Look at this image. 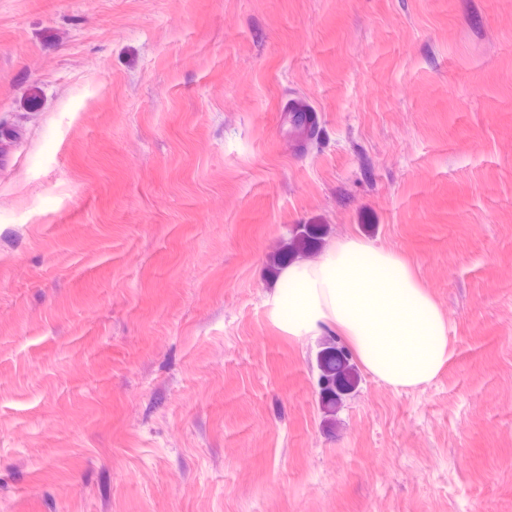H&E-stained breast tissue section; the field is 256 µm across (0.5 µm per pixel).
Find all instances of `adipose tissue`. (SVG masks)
Returning a JSON list of instances; mask_svg holds the SVG:
<instances>
[{"mask_svg":"<svg viewBox=\"0 0 512 512\" xmlns=\"http://www.w3.org/2000/svg\"><path fill=\"white\" fill-rule=\"evenodd\" d=\"M289 334L336 328L368 373L394 390L429 383L448 360V322L406 262L373 244L335 243L279 274L268 302Z\"/></svg>","mask_w":512,"mask_h":512,"instance_id":"obj_1","label":"adipose tissue"}]
</instances>
